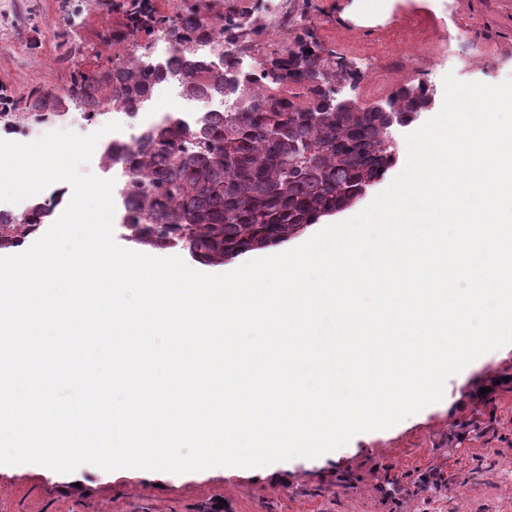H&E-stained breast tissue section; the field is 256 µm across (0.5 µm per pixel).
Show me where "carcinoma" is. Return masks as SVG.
<instances>
[{"label": "carcinoma", "mask_w": 512, "mask_h": 512, "mask_svg": "<svg viewBox=\"0 0 512 512\" xmlns=\"http://www.w3.org/2000/svg\"><path fill=\"white\" fill-rule=\"evenodd\" d=\"M126 27L112 40L127 56L103 71L74 69L78 99L90 111L145 109L153 86L178 79L181 94L204 99L228 89L230 111L190 126L178 116L145 128L130 157L126 198L133 217L128 239L151 247L182 246L196 258L222 263L280 245L320 217L345 208L396 163L393 128L412 122L430 103L428 89L403 87L396 108L336 107L335 85L356 78L341 57L333 60L302 17L290 43L261 55L243 71L234 60L261 48V19L241 11L211 19L193 6L156 14L151 0H124ZM166 28L169 54L158 67L144 56L141 31ZM231 42L236 53L215 66L197 46ZM303 89L293 94L289 86ZM62 101L39 93L26 112H53ZM48 211L34 204L26 217L0 215V246L19 244Z\"/></svg>", "instance_id": "1"}]
</instances>
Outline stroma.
<instances>
[{"instance_id":"obj_1","label":"stroma","mask_w":512,"mask_h":512,"mask_svg":"<svg viewBox=\"0 0 512 512\" xmlns=\"http://www.w3.org/2000/svg\"><path fill=\"white\" fill-rule=\"evenodd\" d=\"M214 18L251 10L268 19L300 9L312 36L344 57L359 79L345 96L367 103L366 82L423 83L434 104L443 78L498 84L512 77V0H368L371 26L353 0H198ZM122 0H0V95L70 93L75 68L107 69L125 44ZM455 401L398 426L356 435L314 459L262 468L184 474L83 465L60 474L35 464L0 465V512H512V355L465 380Z\"/></svg>"}]
</instances>
